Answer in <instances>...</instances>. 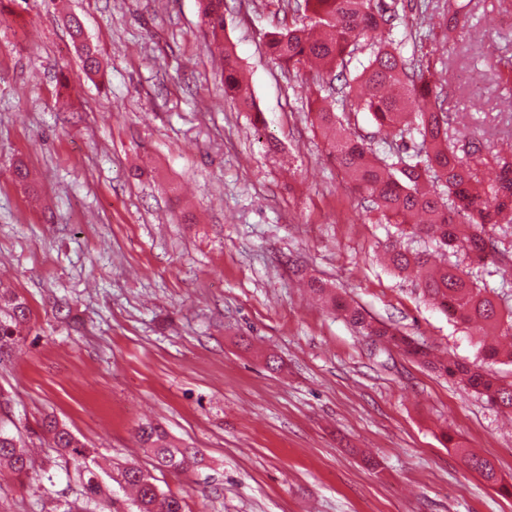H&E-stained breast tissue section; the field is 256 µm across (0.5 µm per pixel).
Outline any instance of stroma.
<instances>
[{
	"mask_svg": "<svg viewBox=\"0 0 512 512\" xmlns=\"http://www.w3.org/2000/svg\"><path fill=\"white\" fill-rule=\"evenodd\" d=\"M285 7L224 0V40L256 103L243 112L224 97L198 0H0V286L31 310L0 393L54 481L0 476V512H67L80 493L38 440L47 414L113 465L152 470L184 512H512L506 414L308 287L478 359L477 337L412 273L380 263L425 244L375 223L312 127L329 74L269 57ZM422 45L452 70L450 135L512 147V92L492 70L512 60V0H476L455 44L436 30ZM148 420L202 464L155 469L137 439ZM460 446L493 462L500 486ZM456 452L460 454L465 465L479 473L486 482L493 485L499 483L496 469L489 460L478 457L467 448H457Z\"/></svg>",
	"mask_w": 512,
	"mask_h": 512,
	"instance_id": "stroma-1",
	"label": "stroma"
}]
</instances>
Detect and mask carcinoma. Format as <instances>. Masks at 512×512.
Instances as JSON below:
<instances>
[{
  "mask_svg": "<svg viewBox=\"0 0 512 512\" xmlns=\"http://www.w3.org/2000/svg\"><path fill=\"white\" fill-rule=\"evenodd\" d=\"M469 6L462 0H448L443 11L444 32L453 34ZM199 9L207 35L224 53V93L243 111H253L254 102L233 50L224 46V0H199ZM300 9L306 12L308 23L271 33L267 42L270 54L289 71L310 64L334 73L340 82L336 92L355 94L356 111L368 114L377 133L401 141L410 138L412 145L405 144L382 157L369 147L367 136L330 108L318 107L311 118L336 164L369 198L377 223L394 224L404 235L426 239L451 250L455 257H463L461 262H438L426 249L394 250L388 260L400 272H415L418 286L440 312L482 337L479 348L483 364L437 357L397 330L367 320L359 308L326 289L320 288L318 293L367 336L402 349L424 366L458 380L512 413V382L502 380L491 369L499 361L512 362V348L485 341L488 336H512V307L501 308L473 273L474 266L485 264L491 256L488 230L512 225V150L490 147L488 157L482 159V149L471 141L469 151L474 159L458 154L457 143L448 135L450 115L427 78L432 67L428 54L415 45L406 56L404 43L378 37L381 28L397 19V12L384 0H304L295 6V10ZM70 28L73 39L81 42L87 72L98 73L96 51L82 42L78 20H71ZM364 44L371 49L368 64L349 77V67ZM29 314L24 299L11 291H0V361L24 338ZM137 435L142 447L153 453L160 470L180 474L202 462L197 450L174 445L158 424L139 425ZM39 440L52 448L64 466H74L79 476L82 499L67 512H120L102 490L95 449L86 447L52 418L43 419ZM456 452L486 482L499 483L489 460L467 448ZM0 465L19 475L35 470L20 437L1 421ZM109 479L135 492L133 512H184L180 499L159 489L155 478L135 464L116 468Z\"/></svg>",
  "mask_w": 512,
  "mask_h": 512,
  "instance_id": "1",
  "label": "carcinoma"
}]
</instances>
